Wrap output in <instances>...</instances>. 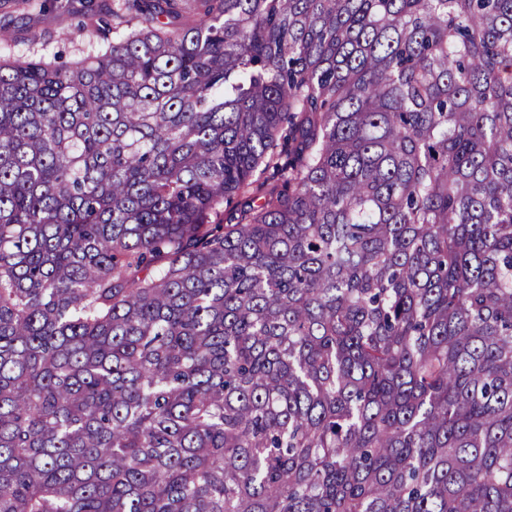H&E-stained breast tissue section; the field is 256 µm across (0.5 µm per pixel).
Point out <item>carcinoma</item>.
I'll return each instance as SVG.
<instances>
[{"label":"carcinoma","instance_id":"1","mask_svg":"<svg viewBox=\"0 0 512 512\" xmlns=\"http://www.w3.org/2000/svg\"><path fill=\"white\" fill-rule=\"evenodd\" d=\"M112 19L0 55V512H512V0Z\"/></svg>","mask_w":512,"mask_h":512}]
</instances>
